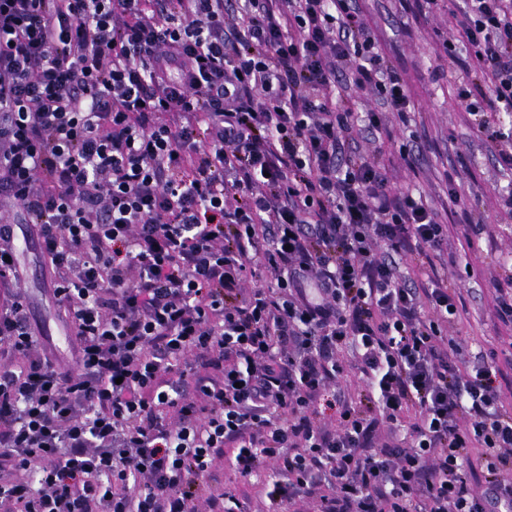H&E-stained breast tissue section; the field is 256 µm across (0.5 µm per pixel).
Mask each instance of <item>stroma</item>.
I'll return each mask as SVG.
<instances>
[{
	"label": "stroma",
	"instance_id": "stroma-1",
	"mask_svg": "<svg viewBox=\"0 0 512 512\" xmlns=\"http://www.w3.org/2000/svg\"><path fill=\"white\" fill-rule=\"evenodd\" d=\"M384 56L408 84L417 105L409 124L390 119L374 146L389 166L396 186L421 196L450 228L448 252L454 262L448 281L459 288L465 308L455 324L469 355L497 351L512 344V329L494 315L488 282L512 270V220L498 213V192L512 182V171L498 166L484 140L477 138L456 99L463 77L464 46L443 52V39L455 36L451 12L459 0H359ZM495 227L494 235L470 233L459 238L465 222ZM24 282L34 319L60 355H67L71 336L54 298L46 296L50 266L35 244L21 250Z\"/></svg>",
	"mask_w": 512,
	"mask_h": 512
}]
</instances>
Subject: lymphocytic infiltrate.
<instances>
[{
  "mask_svg": "<svg viewBox=\"0 0 512 512\" xmlns=\"http://www.w3.org/2000/svg\"><path fill=\"white\" fill-rule=\"evenodd\" d=\"M459 13L512 169V0ZM347 85L415 109L359 0H0V512H249L201 492L223 459L267 512H512V349L467 360L457 289L412 278L448 227ZM20 258L25 270L23 286L33 301V319L42 326L48 342L61 356H66L72 336L60 316L55 299L42 294L51 281L48 260L33 241H28V246L21 249Z\"/></svg>",
  "mask_w": 512,
  "mask_h": 512,
  "instance_id": "1",
  "label": "lymphocytic infiltrate"
}]
</instances>
